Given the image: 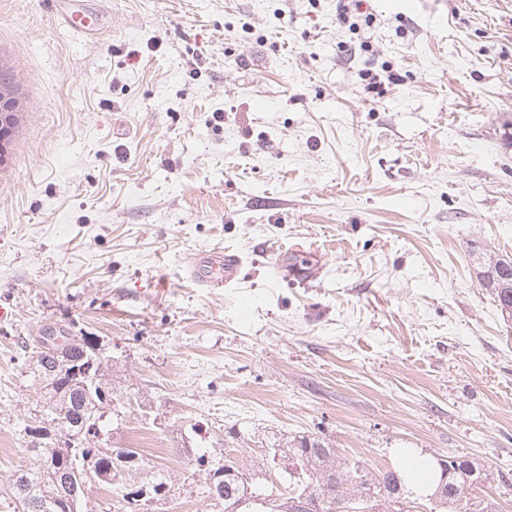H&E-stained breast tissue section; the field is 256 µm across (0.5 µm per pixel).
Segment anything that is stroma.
Listing matches in <instances>:
<instances>
[{"label": "stroma", "instance_id": "stroma-1", "mask_svg": "<svg viewBox=\"0 0 512 512\" xmlns=\"http://www.w3.org/2000/svg\"><path fill=\"white\" fill-rule=\"evenodd\" d=\"M50 2L0 0V512L61 327L141 397L103 431L175 476L153 512H224L194 456L283 484L303 437L465 457L512 512V322L477 277L512 256V0H374L377 94L337 0H103L96 40ZM214 249L239 276L203 288ZM346 54L353 59L356 56L357 51L360 56H363V68L360 69V77L363 81H365L367 90H375L379 89L382 85H384L386 81L391 84H395L399 81V74L392 70L391 65L382 64L380 70L374 67L375 65V54L370 44V41L367 38L362 39V37L357 38L356 41H353L350 45H345ZM12 95L7 92L0 98V152L12 134V118L16 112ZM241 258L221 250L196 255L188 266L192 281L205 288H221L224 283L237 279Z\"/></svg>", "mask_w": 512, "mask_h": 512}]
</instances>
